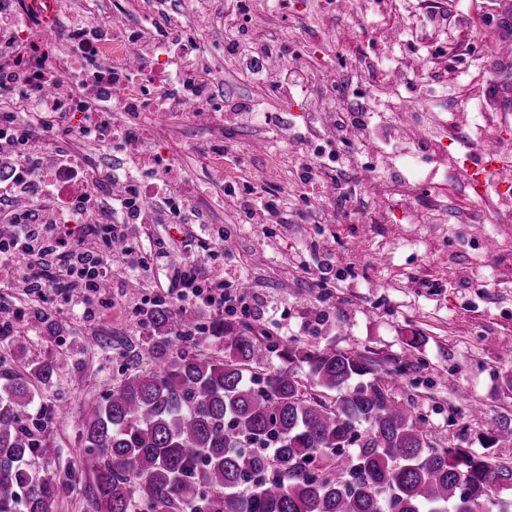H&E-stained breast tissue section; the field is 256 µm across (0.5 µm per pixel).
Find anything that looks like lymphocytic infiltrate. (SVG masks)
I'll use <instances>...</instances> for the list:
<instances>
[{
    "mask_svg": "<svg viewBox=\"0 0 512 512\" xmlns=\"http://www.w3.org/2000/svg\"><path fill=\"white\" fill-rule=\"evenodd\" d=\"M245 0H237L236 15L224 22V55L235 61L248 81L258 86L270 82L271 73H278L281 84L307 89L313 83V73L307 68H283L279 62L290 49L277 36L256 37L253 28L238 25L237 17L248 16ZM151 45L169 59L167 70L159 75L163 96L147 104L150 112H160L181 101L182 93H190L197 101L198 115H205L215 104H223L228 118L244 126H265L287 129L288 143L299 147L306 140L307 126L288 124L284 114L262 109L248 98L227 95L215 82L201 61V45L193 40L170 41L152 39ZM97 102L96 111L86 113L83 120L85 140L95 143L102 155L125 151L128 143L145 144L149 139L146 124L133 122L117 125L112 121L111 88L92 87ZM68 128H60L48 136L37 127L32 116L13 112L0 114V157L14 154L21 141H41L48 152H35L24 159L22 167L0 184V221L13 228L11 236L0 238V288H25L40 301L55 295L66 301L82 297L84 317L96 316L100 307L109 305V298L100 296L98 286L108 282L114 287L124 285L126 273H133L144 282L164 276L166 289L142 296L141 306L157 303L167 306L186 304L202 306L215 316L248 319L256 307L252 296L243 292L239 262L225 256L228 271L224 276L211 277L193 257L175 262L169 246L158 243L141 245L130 228L135 224L192 225V233L204 244H216L224 239V228L208 223L205 215L194 209L191 202L173 205L169 196L171 181L180 179L179 169L161 164L156 151L147 148L136 163H118L113 176L122 180L121 195L110 198L112 220L102 224L88 217L96 199L92 193L81 194L67 204L70 219L60 223L53 216L57 205L53 172L55 167L80 162L78 154L68 150ZM152 180L156 201L152 209L141 205V190L145 180ZM21 196L38 198L35 206L21 208L15 200ZM238 207L252 224H284L288 221L286 202L276 192H246L237 200ZM123 242L120 253H113V242Z\"/></svg>",
    "mask_w": 512,
    "mask_h": 512,
    "instance_id": "lymphocytic-infiltrate-1",
    "label": "lymphocytic infiltrate"
}]
</instances>
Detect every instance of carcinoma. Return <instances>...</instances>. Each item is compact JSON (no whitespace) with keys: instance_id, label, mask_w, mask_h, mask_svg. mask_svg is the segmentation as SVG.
<instances>
[{"instance_id":"1","label":"carcinoma","mask_w":512,"mask_h":512,"mask_svg":"<svg viewBox=\"0 0 512 512\" xmlns=\"http://www.w3.org/2000/svg\"><path fill=\"white\" fill-rule=\"evenodd\" d=\"M143 316L151 344L81 412L93 512H512V465L436 445L395 399L396 373L362 353L224 319L209 326L224 354L204 356L192 317ZM60 370H0V512H54L77 482L29 468L54 454L29 409Z\"/></svg>"}]
</instances>
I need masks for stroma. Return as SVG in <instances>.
Segmentation results:
<instances>
[{
	"label": "stroma",
	"instance_id": "stroma-1",
	"mask_svg": "<svg viewBox=\"0 0 512 512\" xmlns=\"http://www.w3.org/2000/svg\"><path fill=\"white\" fill-rule=\"evenodd\" d=\"M325 0H262L265 26L288 31L300 54L291 65L325 73L337 66L348 86H363L372 99L383 97L382 77L388 61H424L422 73L403 71L400 98L420 97L422 86L440 76L438 99L431 104L438 121L453 138L447 159L435 156L429 143L413 144L416 163L390 152L361 151L358 142H333V123L325 112L291 91H269L249 83L224 58V30L215 16L200 18L193 0H65L61 17L95 11L118 19L131 33L161 11L178 10V19L207 50L209 64L219 66L217 81L228 94L253 97L295 122L315 113L316 144H332L337 164L347 169L341 189L352 196L337 206L335 189L310 201L309 220L292 224H248L225 190L265 176L266 186L282 196L301 194L288 132L239 128L223 113L199 121L180 110L145 112L151 141L173 155L194 190L196 209L210 223L228 230L229 252L243 264L251 295L263 307L285 309L284 320H254L255 328L300 344L354 349L384 369L404 366L395 393L427 422L436 442L471 448L495 461L512 463V443H491L498 421L512 418V233L499 222L512 212V200L497 193L476 197L464 187L459 162L484 153L482 138L494 134L501 153L512 159V123H505L491 95L499 83L512 85V0H437L436 11L462 16L461 25L441 34L422 35L419 0H366L361 24L350 14L329 15ZM398 39H390L389 29ZM221 141L230 150L213 166L200 157L203 145ZM382 167L383 183L411 192L409 202L357 188L359 171ZM477 213L478 224H461V214ZM331 260L319 275L323 260ZM132 295L114 292L98 319L51 310L62 327L54 340L26 337L31 358L63 363L51 386L40 389L31 408L45 425L54 448L50 461L35 460L36 470L57 477L75 474L79 485L62 488L54 512H91L88 486L93 475L83 465L80 412L100 399L113 379L132 368L135 356L150 343L151 329L131 312ZM323 313L314 322L311 310Z\"/></svg>",
	"mask_w": 512,
	"mask_h": 512
}]
</instances>
